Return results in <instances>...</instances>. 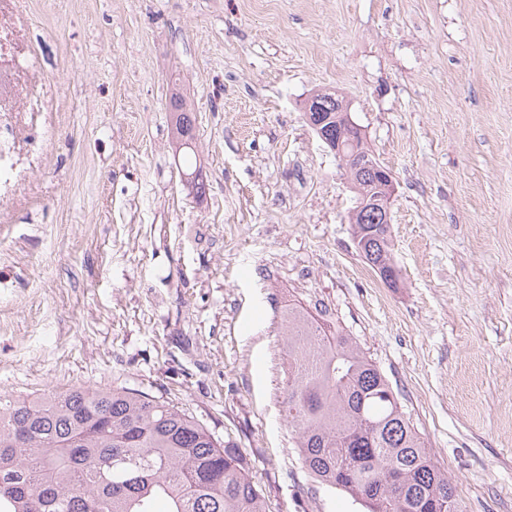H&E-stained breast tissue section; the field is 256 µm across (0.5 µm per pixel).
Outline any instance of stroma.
<instances>
[{"label":"stroma","instance_id":"obj_1","mask_svg":"<svg viewBox=\"0 0 512 512\" xmlns=\"http://www.w3.org/2000/svg\"><path fill=\"white\" fill-rule=\"evenodd\" d=\"M0 26V393L140 389L245 450L271 512H365L308 475L282 412L286 311L322 309L466 512H512V0H0ZM321 90L394 176L397 287L306 121ZM171 126L174 138L180 149L184 150L189 156L193 154V142L195 139L194 123L195 118L190 108L186 106L183 99L178 94H172L171 97ZM190 141V144H189Z\"/></svg>","mask_w":512,"mask_h":512}]
</instances>
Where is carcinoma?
<instances>
[{
    "mask_svg": "<svg viewBox=\"0 0 512 512\" xmlns=\"http://www.w3.org/2000/svg\"><path fill=\"white\" fill-rule=\"evenodd\" d=\"M330 117L323 135L345 128L364 149L344 97L313 96ZM195 118L171 95V126L193 153ZM357 197L375 189L367 171ZM380 215L351 216L359 254L391 261ZM284 411L308 474L367 512H465L379 368L326 319L288 307ZM270 512L247 455L185 411L135 388L75 387L53 396L0 394V512Z\"/></svg>",
    "mask_w": 512,
    "mask_h": 512,
    "instance_id": "cac0c4a2",
    "label": "carcinoma"
}]
</instances>
